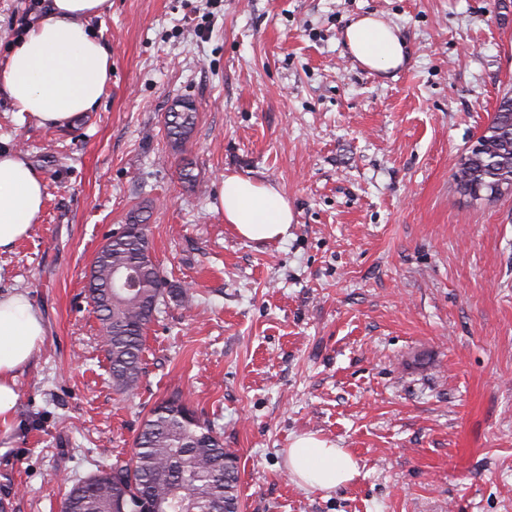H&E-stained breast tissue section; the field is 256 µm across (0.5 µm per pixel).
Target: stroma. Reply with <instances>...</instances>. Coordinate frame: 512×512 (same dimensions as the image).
Segmentation results:
<instances>
[{"mask_svg": "<svg viewBox=\"0 0 512 512\" xmlns=\"http://www.w3.org/2000/svg\"><path fill=\"white\" fill-rule=\"evenodd\" d=\"M47 6L0 0V59ZM369 14L403 37L398 69L350 55ZM91 25L112 51L95 109L48 128L0 95V149L45 186L0 250V292H28L46 325L0 422V512H60L176 392L238 455L241 512H512V192L475 202L451 178L512 91V0H112ZM182 101L198 118L177 153ZM229 174L280 190L286 238L225 223ZM135 211L193 301L161 304L121 395L85 282ZM304 433L359 476L299 486L286 453ZM179 110H172L167 115L166 133L173 151H182L189 140L198 118L196 107L190 102H182Z\"/></svg>", "mask_w": 512, "mask_h": 512, "instance_id": "stroma-1", "label": "stroma"}]
</instances>
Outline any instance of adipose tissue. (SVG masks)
Wrapping results in <instances>:
<instances>
[{
    "instance_id": "adipose-tissue-1",
    "label": "adipose tissue",
    "mask_w": 512,
    "mask_h": 512,
    "mask_svg": "<svg viewBox=\"0 0 512 512\" xmlns=\"http://www.w3.org/2000/svg\"><path fill=\"white\" fill-rule=\"evenodd\" d=\"M109 0H51L0 60V92L16 112L45 127L66 124L100 102L112 80V52L90 26L109 9ZM346 44L365 68L386 72L405 60L397 30L366 15L349 24ZM44 207V183L21 152L0 150V249L28 236ZM225 223L252 242L283 238L293 221L287 199L274 186L232 174L217 194ZM45 338L44 321L23 292L0 294V419L16 401V379ZM288 468L299 485L331 491L359 474L357 459L334 442L303 434L288 450Z\"/></svg>"
}]
</instances>
